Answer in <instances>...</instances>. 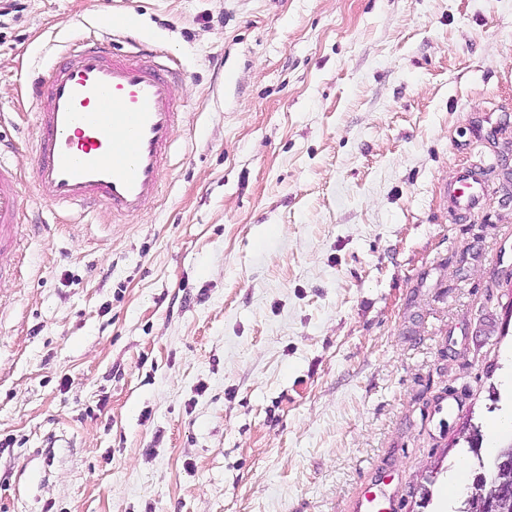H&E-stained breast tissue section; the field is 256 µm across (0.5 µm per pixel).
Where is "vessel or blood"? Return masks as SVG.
Wrapping results in <instances>:
<instances>
[{"label":"vessel or blood","instance_id":"b4317fda","mask_svg":"<svg viewBox=\"0 0 512 512\" xmlns=\"http://www.w3.org/2000/svg\"><path fill=\"white\" fill-rule=\"evenodd\" d=\"M169 71L152 59L89 42L37 78V191L53 207L94 203L116 216L141 213L155 196L178 121ZM450 214L471 219L488 203L489 167L472 163L443 188ZM22 198L0 162V251L17 241ZM391 494H365L352 512H392Z\"/></svg>","mask_w":512,"mask_h":512}]
</instances>
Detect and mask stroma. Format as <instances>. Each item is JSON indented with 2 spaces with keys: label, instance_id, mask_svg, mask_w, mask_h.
<instances>
[{
  "label": "stroma",
  "instance_id": "obj_1",
  "mask_svg": "<svg viewBox=\"0 0 512 512\" xmlns=\"http://www.w3.org/2000/svg\"><path fill=\"white\" fill-rule=\"evenodd\" d=\"M90 39L180 74L134 217L34 186L29 80ZM0 159V512L459 506L462 432L512 414V0H14ZM21 205L14 173L0 160V251L17 242L15 219ZM489 170L490 165L470 163L443 187L449 213L456 220H469L487 205L491 194ZM393 496L384 493L378 496L374 492H368L353 503V512H392L394 510Z\"/></svg>",
  "mask_w": 512,
  "mask_h": 512
}]
</instances>
